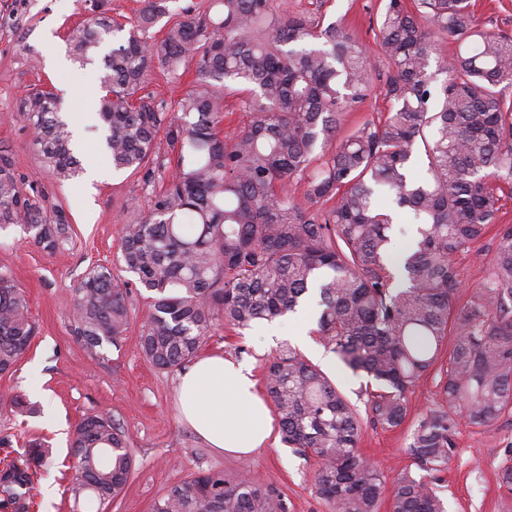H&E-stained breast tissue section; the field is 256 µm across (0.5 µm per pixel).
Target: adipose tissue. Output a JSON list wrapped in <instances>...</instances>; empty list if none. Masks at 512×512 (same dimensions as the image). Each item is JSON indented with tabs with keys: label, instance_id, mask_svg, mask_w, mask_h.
Wrapping results in <instances>:
<instances>
[{
	"label": "adipose tissue",
	"instance_id": "obj_1",
	"mask_svg": "<svg viewBox=\"0 0 512 512\" xmlns=\"http://www.w3.org/2000/svg\"><path fill=\"white\" fill-rule=\"evenodd\" d=\"M177 395L184 419L217 450L249 456L272 436L271 410L255 393L248 362L221 355L198 357L181 374Z\"/></svg>",
	"mask_w": 512,
	"mask_h": 512
}]
</instances>
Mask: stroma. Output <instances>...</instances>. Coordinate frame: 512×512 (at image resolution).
<instances>
[{"label": "stroma", "instance_id": "obj_1", "mask_svg": "<svg viewBox=\"0 0 512 512\" xmlns=\"http://www.w3.org/2000/svg\"><path fill=\"white\" fill-rule=\"evenodd\" d=\"M125 21L135 17L142 0H0V153L9 155L27 184L49 190L55 201L69 208L71 237L55 252L31 243L22 227L0 231V265L11 268L28 299L38 335L14 374L0 377V393L22 396L32 408L13 416L0 406V467L11 462L30 439L47 440L46 468L34 477L29 512H97L96 500L73 498L69 487L74 471L70 440L84 415L110 417L120 428L133 457V471L125 490L108 512H150L154 500L172 485L195 474L221 470L280 491L287 512H328L314 489L317 461L288 448L273 433L265 449L235 456L210 448L179 415V370H159L135 347L148 312L147 293L131 288L128 295L131 326L119 346L89 350L74 335V289L92 265L111 267L114 275L130 280L123 269L120 235L124 224L136 220L147 199L141 175L112 172L97 147L79 145L85 166L100 169L91 187L80 181L60 185L39 176V157L32 132L18 115L20 98L36 86H48L62 96V110L75 128L89 122L99 94L93 69L66 61L70 38L79 33L96 4ZM384 0H277L279 11H302L313 19L339 22L363 41L377 66L376 88L347 112L343 131H351L388 111L386 79L391 68L374 36ZM477 253L455 258L465 287L481 284L490 272L494 233H487ZM315 320L297 324L290 317L246 330L217 327L203 353L251 362L256 392L265 395L267 363L298 334L320 338ZM447 358L417 382L408 395V416L396 428L368 423L360 448L387 481L402 474L422 477L408 452L419 419L441 401V376ZM455 450L436 488L447 512H512V495L501 489V475L512 466V416L477 427L466 414L455 417Z\"/></svg>", "mask_w": 512, "mask_h": 512}]
</instances>
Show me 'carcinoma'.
Masks as SVG:
<instances>
[{"label":"carcinoma","instance_id":"obj_1","mask_svg":"<svg viewBox=\"0 0 512 512\" xmlns=\"http://www.w3.org/2000/svg\"><path fill=\"white\" fill-rule=\"evenodd\" d=\"M146 0L136 20L92 15L71 39L74 61L97 68L102 151L116 171L151 173L158 141L176 162L147 210L121 230L125 270L150 293L136 347L160 370L180 368L218 326L248 329L316 306L315 332L351 374L366 380L370 420L400 426L407 394L445 343L441 403L412 433L415 464L433 473L453 455L454 415L489 426L512 413V35L480 27L470 0H386L377 23L392 72L388 112L340 133L348 109L373 91L367 49L340 23L280 15L275 0H208L174 10ZM162 24L156 42L150 29ZM458 52L447 58L440 40ZM192 64L195 85L171 104L145 91L161 67L174 80ZM444 79H439L440 75ZM241 99L247 121L224 131V103ZM18 112L41 169L58 182L82 172L59 98L27 92ZM304 181L303 200L288 181ZM415 225L401 250L393 226ZM21 226L51 253L68 241L64 208L27 191L0 154V230ZM498 227L490 274L463 290L453 257ZM129 282L88 268L74 289L75 334L93 350L130 328ZM29 304L0 268V374L36 336ZM266 392L282 441L314 456L315 493L329 512H379L382 472L360 450L362 417L322 369L285 346L269 362ZM70 491L99 506L129 482L133 459L120 429L100 414L77 424ZM44 443L26 442L0 469V512H29ZM151 512H286L280 492L222 471L170 487ZM389 512H446L423 478L399 477Z\"/></svg>","mask_w":512,"mask_h":512}]
</instances>
